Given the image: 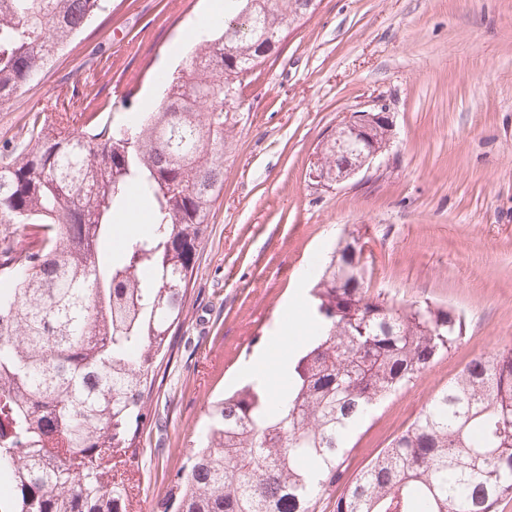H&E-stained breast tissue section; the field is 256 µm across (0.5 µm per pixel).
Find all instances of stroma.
<instances>
[{
    "label": "stroma",
    "mask_w": 512,
    "mask_h": 512,
    "mask_svg": "<svg viewBox=\"0 0 512 512\" xmlns=\"http://www.w3.org/2000/svg\"><path fill=\"white\" fill-rule=\"evenodd\" d=\"M110 0L41 79L0 103V143L27 112L79 77L77 103L117 123L155 110L160 75L185 67L210 0ZM146 50L134 60L126 39ZM134 76L135 88L111 96ZM224 152V191L198 250L184 322L140 427L133 512H161L208 399L288 320L294 288H311L343 231L367 241L371 286L395 305L445 304L461 345L375 407L353 431L358 470L475 355L512 346V0H316L257 69ZM363 106L386 112L395 138L368 170L331 189L306 172L317 146ZM234 358L210 367L214 347Z\"/></svg>",
    "instance_id": "obj_1"
}]
</instances>
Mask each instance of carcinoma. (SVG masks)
Wrapping results in <instances>:
<instances>
[{
    "label": "carcinoma",
    "mask_w": 512,
    "mask_h": 512,
    "mask_svg": "<svg viewBox=\"0 0 512 512\" xmlns=\"http://www.w3.org/2000/svg\"><path fill=\"white\" fill-rule=\"evenodd\" d=\"M105 0H0V100L39 80ZM309 0H234L236 16L161 76L155 112L28 113L0 150V512H131L126 469L182 322L224 188L228 113ZM378 124L359 152L383 149ZM147 229L109 246L131 196ZM356 236L312 289L313 332L288 401L248 383L208 405L163 512H496L512 499V347L471 359L355 478L354 422L463 339L454 309L371 291Z\"/></svg>",
    "instance_id": "obj_1"
}]
</instances>
